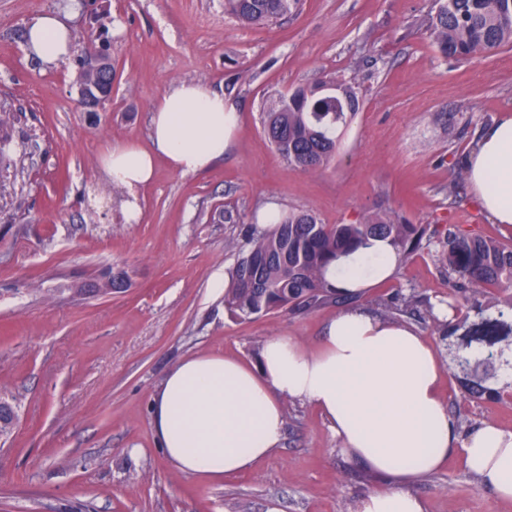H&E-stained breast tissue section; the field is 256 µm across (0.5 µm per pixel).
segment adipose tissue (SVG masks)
I'll return each instance as SVG.
<instances>
[{
  "label": "adipose tissue",
  "instance_id": "ef3b65f1",
  "mask_svg": "<svg viewBox=\"0 0 512 512\" xmlns=\"http://www.w3.org/2000/svg\"><path fill=\"white\" fill-rule=\"evenodd\" d=\"M28 48L54 65L72 51L75 35L55 12L33 18ZM239 114L222 93L193 82L173 85L150 113V144L128 141L101 158L107 180L127 193L126 223H138V194L157 160L182 174L202 173L223 159ZM479 207L512 229V113L481 135L467 164ZM396 250L371 238L324 271L339 293L365 296L394 275ZM443 364L435 346L406 323L380 319L360 307L324 326L315 348L296 337H269L257 361L221 353L182 358L151 400V420L165 458L204 482L244 472L279 448L283 404L313 405L342 451L383 481L359 498L353 512H427L414 478L443 470L457 458L466 472L512 504V429L482 424L460 432L440 394Z\"/></svg>",
  "mask_w": 512,
  "mask_h": 512
}]
</instances>
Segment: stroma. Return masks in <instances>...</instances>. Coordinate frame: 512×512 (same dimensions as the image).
<instances>
[{"instance_id":"stroma-1","label":"stroma","mask_w":512,"mask_h":512,"mask_svg":"<svg viewBox=\"0 0 512 512\" xmlns=\"http://www.w3.org/2000/svg\"><path fill=\"white\" fill-rule=\"evenodd\" d=\"M58 0H0V100L17 110L0 128L10 144L0 174V399L16 420L0 434V512H352L379 479L348 459L311 404H284L280 447L220 483L170 462L150 424L168 370L197 352L255 358L271 336L314 346L337 308L240 320L212 296L209 278L232 268L244 240L275 205L325 224H355L379 209L426 229L422 247L371 288L373 313L414 325L443 364L441 394L460 431L484 421L512 428V397L469 395L453 353L512 284L479 305L451 287L441 261L448 229L512 243L462 179L485 129L512 110V44L446 59L427 36L434 0H301L273 25H241L224 0H84L69 18L82 52L105 24L112 98L79 102L72 59L46 66L20 38ZM354 82L361 98L336 155L311 173L289 165L266 138L267 98L322 76ZM224 93L240 114L222 161L183 175L158 165L140 192L141 217L125 223L126 193L101 173L112 145L147 143L155 102L175 83ZM122 269L129 287L81 294ZM447 310L445 337L426 311ZM428 512H512L460 465L415 480Z\"/></svg>"}]
</instances>
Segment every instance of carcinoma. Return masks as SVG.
I'll list each match as a JSON object with an SVG mask.
<instances>
[{
    "instance_id": "carcinoma-1",
    "label": "carcinoma",
    "mask_w": 512,
    "mask_h": 512,
    "mask_svg": "<svg viewBox=\"0 0 512 512\" xmlns=\"http://www.w3.org/2000/svg\"><path fill=\"white\" fill-rule=\"evenodd\" d=\"M428 37L444 58H472L512 43V0H438ZM300 0H224V10L243 25L272 24ZM360 109L355 83L325 76L299 85L263 105L261 122L288 164L307 171L327 166L340 128ZM370 237L390 240L398 259L421 245L422 232L393 211H379L357 224H324L307 212H290L274 230L247 238L248 248L229 270L224 306L246 320L272 312H305L337 304L341 294L323 278L324 268ZM442 261L458 289L485 291L512 282V245L461 231H448ZM468 393L489 401L498 392L460 379Z\"/></svg>"
}]
</instances>
